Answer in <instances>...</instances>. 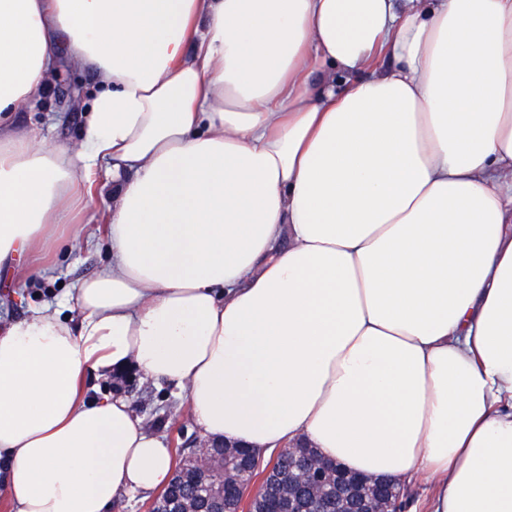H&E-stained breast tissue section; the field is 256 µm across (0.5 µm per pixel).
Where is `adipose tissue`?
<instances>
[{
  "label": "adipose tissue",
  "mask_w": 512,
  "mask_h": 512,
  "mask_svg": "<svg viewBox=\"0 0 512 512\" xmlns=\"http://www.w3.org/2000/svg\"><path fill=\"white\" fill-rule=\"evenodd\" d=\"M65 62L97 92L51 145L16 116ZM101 163L108 264L0 327L12 512L168 485L87 395L130 365L201 439L512 512V0H0L1 288Z\"/></svg>",
  "instance_id": "adipose-tissue-1"
}]
</instances>
